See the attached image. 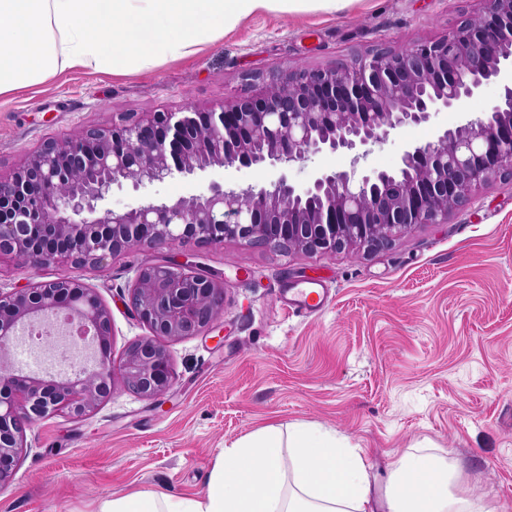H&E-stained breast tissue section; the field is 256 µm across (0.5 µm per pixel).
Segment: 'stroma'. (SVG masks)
<instances>
[{
	"instance_id": "1",
	"label": "stroma",
	"mask_w": 512,
	"mask_h": 512,
	"mask_svg": "<svg viewBox=\"0 0 512 512\" xmlns=\"http://www.w3.org/2000/svg\"><path fill=\"white\" fill-rule=\"evenodd\" d=\"M475 0H349L333 13L260 11L235 32L178 61L124 74L72 71L0 95V172L40 142L123 112L209 108L248 91L251 79L296 66L325 67L378 43L431 40L476 9ZM486 85L454 111L373 146L364 168L393 170L404 149L497 99ZM269 173L208 169L140 191L113 189L123 209L173 201L209 183L269 186ZM199 252L224 275L215 331L167 342L174 386L154 399L116 391L93 414H58L26 430L27 448L0 512H92L102 497L135 490L195 495L215 458L268 425L311 423L345 436L374 472L428 440L465 460L463 482L493 512H512V181L495 180L444 224H422L369 255H310L228 240ZM134 250L76 273L0 259V290L81 276L112 312V357L145 336L125 307L131 270L160 260ZM321 283L323 311L289 312L285 286Z\"/></svg>"
}]
</instances>
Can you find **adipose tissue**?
<instances>
[{
	"label": "adipose tissue",
	"instance_id": "adipose-tissue-1",
	"mask_svg": "<svg viewBox=\"0 0 512 512\" xmlns=\"http://www.w3.org/2000/svg\"><path fill=\"white\" fill-rule=\"evenodd\" d=\"M347 0H0V94L72 69L116 70L197 53L258 10L335 11ZM464 463L412 447L386 479L347 438L270 426L224 449L204 493L106 496L95 512H490Z\"/></svg>",
	"mask_w": 512,
	"mask_h": 512
}]
</instances>
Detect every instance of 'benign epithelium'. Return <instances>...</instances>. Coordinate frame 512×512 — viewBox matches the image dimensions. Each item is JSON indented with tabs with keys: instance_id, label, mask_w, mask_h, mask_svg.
Listing matches in <instances>:
<instances>
[{
	"instance_id": "7a95c632",
	"label": "benign epithelium",
	"mask_w": 512,
	"mask_h": 512,
	"mask_svg": "<svg viewBox=\"0 0 512 512\" xmlns=\"http://www.w3.org/2000/svg\"><path fill=\"white\" fill-rule=\"evenodd\" d=\"M482 7L429 41L379 44L349 61L274 73L208 109L131 112L110 126L49 137L0 174V258L26 268L77 271L131 249L199 247L237 240L308 254L374 253L421 224H446L477 189L512 180V0ZM503 85L490 111L438 128L406 148L397 170L358 175L360 149L449 112L490 82ZM353 154L348 171L320 172L298 190L288 167L312 156ZM226 170L278 171L270 187L206 190L167 204L103 207L117 186L137 191L168 177ZM126 305L148 334L112 359V312L79 277L0 291V490L13 482L26 428L51 414L82 419L118 388L144 399L175 381L166 342L208 333L224 310V282L189 259L140 267ZM44 328L65 346L57 373L14 362L24 332Z\"/></svg>"
}]
</instances>
